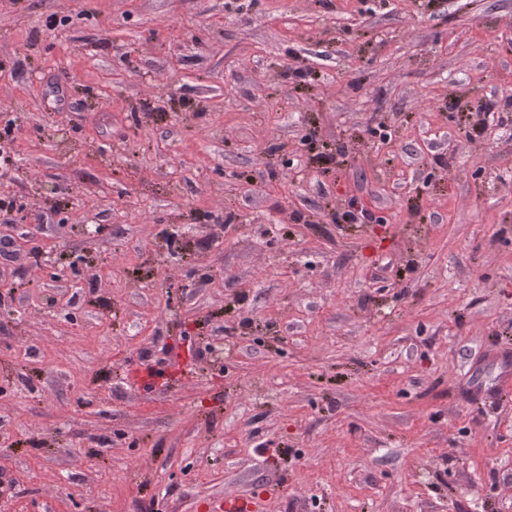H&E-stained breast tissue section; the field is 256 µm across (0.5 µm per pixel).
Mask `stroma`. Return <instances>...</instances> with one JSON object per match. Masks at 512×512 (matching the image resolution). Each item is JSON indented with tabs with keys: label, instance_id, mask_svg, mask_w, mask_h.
<instances>
[{
	"label": "stroma",
	"instance_id": "1",
	"mask_svg": "<svg viewBox=\"0 0 512 512\" xmlns=\"http://www.w3.org/2000/svg\"><path fill=\"white\" fill-rule=\"evenodd\" d=\"M510 98L512 0H0V512H512Z\"/></svg>",
	"mask_w": 512,
	"mask_h": 512
}]
</instances>
